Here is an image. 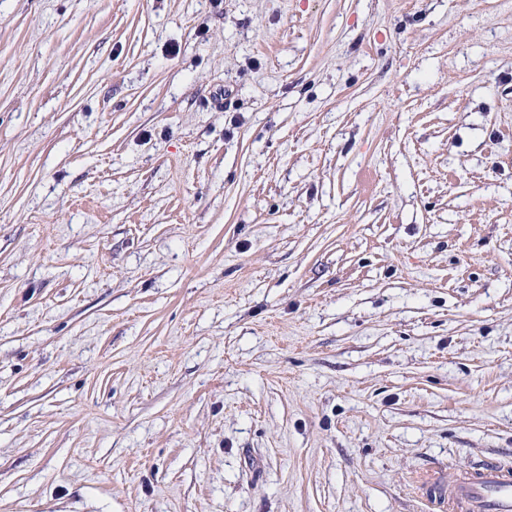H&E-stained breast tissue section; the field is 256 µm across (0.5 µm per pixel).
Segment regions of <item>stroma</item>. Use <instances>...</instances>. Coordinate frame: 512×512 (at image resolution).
<instances>
[{
  "mask_svg": "<svg viewBox=\"0 0 512 512\" xmlns=\"http://www.w3.org/2000/svg\"><path fill=\"white\" fill-rule=\"evenodd\" d=\"M512 462V0H0V512H432Z\"/></svg>",
  "mask_w": 512,
  "mask_h": 512,
  "instance_id": "1",
  "label": "stroma"
}]
</instances>
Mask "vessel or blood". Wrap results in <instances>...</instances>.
<instances>
[{
    "instance_id": "1",
    "label": "vessel or blood",
    "mask_w": 512,
    "mask_h": 512,
    "mask_svg": "<svg viewBox=\"0 0 512 512\" xmlns=\"http://www.w3.org/2000/svg\"><path fill=\"white\" fill-rule=\"evenodd\" d=\"M422 490L436 512H512V464L483 461L447 483L429 479Z\"/></svg>"
}]
</instances>
